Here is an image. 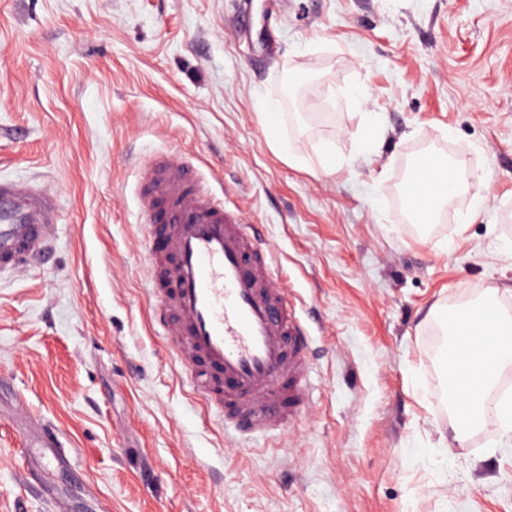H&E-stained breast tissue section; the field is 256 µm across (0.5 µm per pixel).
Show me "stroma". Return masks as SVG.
<instances>
[{
	"label": "stroma",
	"instance_id": "35a3bbf8",
	"mask_svg": "<svg viewBox=\"0 0 512 512\" xmlns=\"http://www.w3.org/2000/svg\"><path fill=\"white\" fill-rule=\"evenodd\" d=\"M283 9L261 57L238 0H0V178L61 206L49 253L0 275V512H512V441L493 416L452 441L430 342L512 289V0ZM171 148L257 225L311 331L275 436L225 431L154 332L135 165ZM431 150L470 172L409 224L396 191ZM39 421L58 448L27 446Z\"/></svg>",
	"mask_w": 512,
	"mask_h": 512
}]
</instances>
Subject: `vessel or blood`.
Segmentation results:
<instances>
[{"mask_svg":"<svg viewBox=\"0 0 512 512\" xmlns=\"http://www.w3.org/2000/svg\"><path fill=\"white\" fill-rule=\"evenodd\" d=\"M436 164H416L401 206H427ZM138 209L149 241V295L161 334L180 363L198 370L194 392L226 429L241 437L280 431L305 400L308 327L288 303L270 250L253 225L225 207L171 151L137 168ZM58 199L25 181L0 180V274L25 271L47 248L59 218ZM472 320L457 324L455 347L480 356Z\"/></svg>","mask_w":512,"mask_h":512,"instance_id":"1","label":"vessel or blood"}]
</instances>
